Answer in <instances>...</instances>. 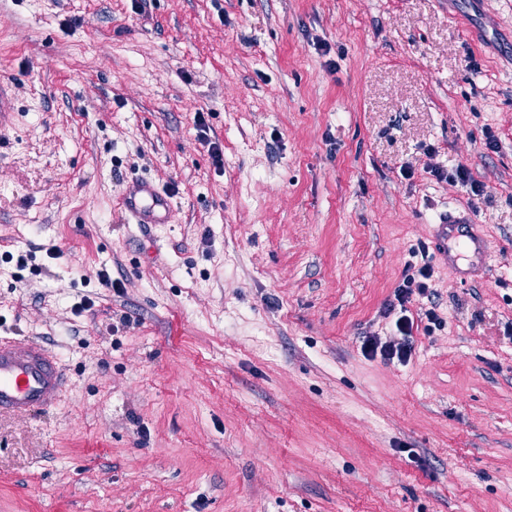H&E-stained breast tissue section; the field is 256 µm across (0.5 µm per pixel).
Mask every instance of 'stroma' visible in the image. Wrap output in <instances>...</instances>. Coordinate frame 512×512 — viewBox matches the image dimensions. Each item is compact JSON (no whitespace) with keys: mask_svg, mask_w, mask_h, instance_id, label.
Here are the masks:
<instances>
[{"mask_svg":"<svg viewBox=\"0 0 512 512\" xmlns=\"http://www.w3.org/2000/svg\"><path fill=\"white\" fill-rule=\"evenodd\" d=\"M1 82L0 339L70 385L0 413V512H512V0H0ZM121 208L132 224H166L171 215V200L152 180L133 182L121 201ZM434 224L433 239L438 248V255L444 262L448 253L455 252L457 256L471 254L474 258L482 260L488 252V243L485 236L477 229L472 216L464 211L448 210L440 216ZM463 226V230L461 226ZM467 226L469 230H465Z\"/></svg>","mask_w":512,"mask_h":512,"instance_id":"1","label":"stroma"}]
</instances>
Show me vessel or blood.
<instances>
[{
    "label": "vessel or blood",
    "instance_id": "vessel-or-blood-1",
    "mask_svg": "<svg viewBox=\"0 0 512 512\" xmlns=\"http://www.w3.org/2000/svg\"><path fill=\"white\" fill-rule=\"evenodd\" d=\"M121 207L135 224H165L170 220V197L151 180L133 182ZM433 239L443 260L452 252L480 260L488 252L487 240L472 216L459 210L440 216ZM67 385L66 372L48 348L30 340H0V413L53 408Z\"/></svg>",
    "mask_w": 512,
    "mask_h": 512
}]
</instances>
